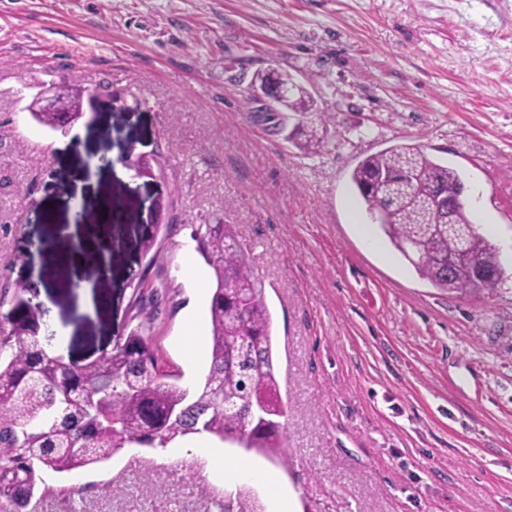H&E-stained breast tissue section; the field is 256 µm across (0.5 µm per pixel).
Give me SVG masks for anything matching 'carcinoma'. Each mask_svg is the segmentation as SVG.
Returning <instances> with one entry per match:
<instances>
[{
	"instance_id": "1",
	"label": "carcinoma",
	"mask_w": 512,
	"mask_h": 512,
	"mask_svg": "<svg viewBox=\"0 0 512 512\" xmlns=\"http://www.w3.org/2000/svg\"><path fill=\"white\" fill-rule=\"evenodd\" d=\"M273 98L297 113L293 140L303 151L322 146L324 113L288 74L260 78ZM350 179L365 211L395 249L432 286L464 294L491 290L500 277L496 247L480 235L465 206L449 236L424 237L441 193L463 188L458 171L412 144L363 156ZM196 250L212 268L211 361L195 393L162 374L138 322L145 296L136 287L128 313L136 322L102 355L77 363L44 344L43 310L24 285L3 311L0 298V501L25 512L38 491V471L72 473L105 463L134 444L165 448L179 437L207 433L288 466L279 419L285 416L264 288L249 267L230 224H200Z\"/></svg>"
}]
</instances>
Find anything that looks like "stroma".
<instances>
[{
  "instance_id": "stroma-1",
  "label": "stroma",
  "mask_w": 512,
  "mask_h": 512,
  "mask_svg": "<svg viewBox=\"0 0 512 512\" xmlns=\"http://www.w3.org/2000/svg\"><path fill=\"white\" fill-rule=\"evenodd\" d=\"M271 69L326 112L317 153L263 113L252 82ZM45 85L98 89L96 115L67 133L37 124L27 106ZM130 143L163 171L120 163ZM401 143L460 173L499 251L495 290L434 288L370 223L350 174ZM77 172L95 186L87 209L108 195L124 214L110 276L88 288L108 305L83 314L44 248L71 221ZM224 223L272 316L294 512H512V0H0V287L46 283L58 353L110 350L145 279L159 291L143 334L198 386L208 368L186 364L181 338L190 316L209 332V302L181 270L195 228ZM240 460L270 466L133 446L42 470L35 512H276L260 483L222 477Z\"/></svg>"
}]
</instances>
